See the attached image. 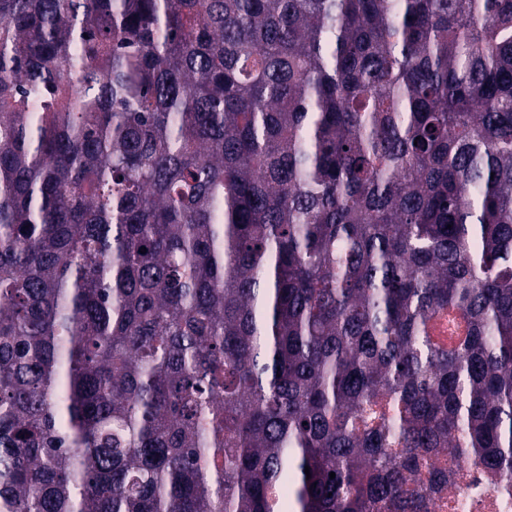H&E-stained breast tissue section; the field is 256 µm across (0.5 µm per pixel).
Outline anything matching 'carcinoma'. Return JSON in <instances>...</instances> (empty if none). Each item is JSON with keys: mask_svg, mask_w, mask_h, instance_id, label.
<instances>
[{"mask_svg": "<svg viewBox=\"0 0 512 512\" xmlns=\"http://www.w3.org/2000/svg\"><path fill=\"white\" fill-rule=\"evenodd\" d=\"M449 448L512 479V0H0V512H430Z\"/></svg>", "mask_w": 512, "mask_h": 512, "instance_id": "obj_1", "label": "carcinoma"}]
</instances>
